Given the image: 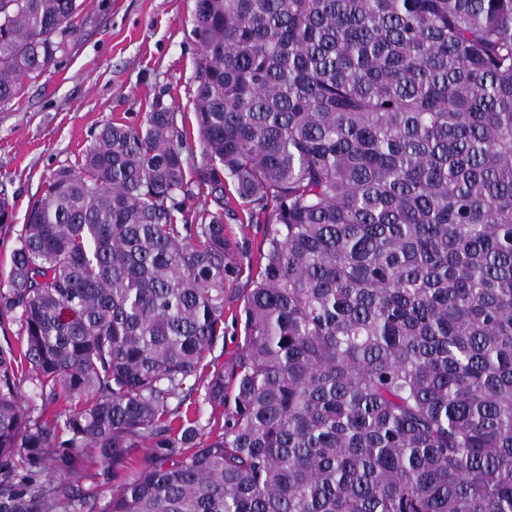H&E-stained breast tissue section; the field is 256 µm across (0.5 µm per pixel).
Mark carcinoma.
<instances>
[{"label":"carcinoma","mask_w":512,"mask_h":512,"mask_svg":"<svg viewBox=\"0 0 512 512\" xmlns=\"http://www.w3.org/2000/svg\"><path fill=\"white\" fill-rule=\"evenodd\" d=\"M77 0H0V107ZM203 179L177 113L102 125L17 231L0 512H512V0H195ZM265 224L224 335V188ZM207 190L213 207L186 201ZM41 400L25 410L24 386ZM232 412L205 430L189 400ZM80 405L50 410L62 397ZM44 471L55 482L31 477ZM129 472L122 473L119 477L112 478L108 484L102 482L95 483L88 476L83 478L73 479L72 483L77 490L79 497L95 495L99 499L108 497L110 489L119 485L124 481Z\"/></svg>","instance_id":"cac0c4a2"}]
</instances>
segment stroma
<instances>
[{"label":"stroma","instance_id":"35a3bbf8","mask_svg":"<svg viewBox=\"0 0 512 512\" xmlns=\"http://www.w3.org/2000/svg\"><path fill=\"white\" fill-rule=\"evenodd\" d=\"M77 25L58 65L27 82L18 104L0 108V192L12 207L0 223V290L30 201L56 170L78 162L106 121L142 125L157 97L175 112H193L201 61L194 0H83ZM229 226L237 274L224 336L208 357L214 368L228 366L243 343L233 316L253 286L264 232L238 219Z\"/></svg>","mask_w":512,"mask_h":512}]
</instances>
